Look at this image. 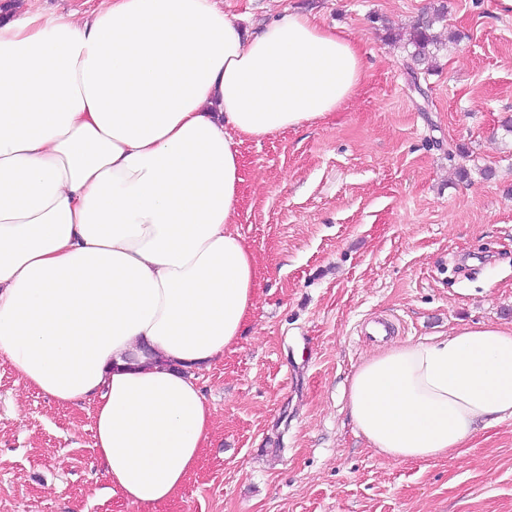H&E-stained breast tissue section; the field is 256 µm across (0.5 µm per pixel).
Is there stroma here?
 <instances>
[{"label":"stroma","instance_id":"obj_1","mask_svg":"<svg viewBox=\"0 0 512 512\" xmlns=\"http://www.w3.org/2000/svg\"><path fill=\"white\" fill-rule=\"evenodd\" d=\"M219 4L341 28L367 80L331 116L242 147L236 228L259 295L199 373L212 424L178 495L112 494L92 405L59 404L1 360L0 512H512V418L447 457L398 462L347 407L352 374L392 343L512 328V0ZM440 6L432 64H414L398 36ZM381 320L394 332L368 337Z\"/></svg>","mask_w":512,"mask_h":512}]
</instances>
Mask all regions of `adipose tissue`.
<instances>
[{
	"label": "adipose tissue",
	"instance_id": "1",
	"mask_svg": "<svg viewBox=\"0 0 512 512\" xmlns=\"http://www.w3.org/2000/svg\"><path fill=\"white\" fill-rule=\"evenodd\" d=\"M357 43L288 12L102 0L0 19V360L89 402L114 493L172 500L212 412L195 372L232 348L261 272L235 228L241 147L359 92ZM372 448L426 460L512 418V329L393 344L350 379Z\"/></svg>",
	"mask_w": 512,
	"mask_h": 512
}]
</instances>
